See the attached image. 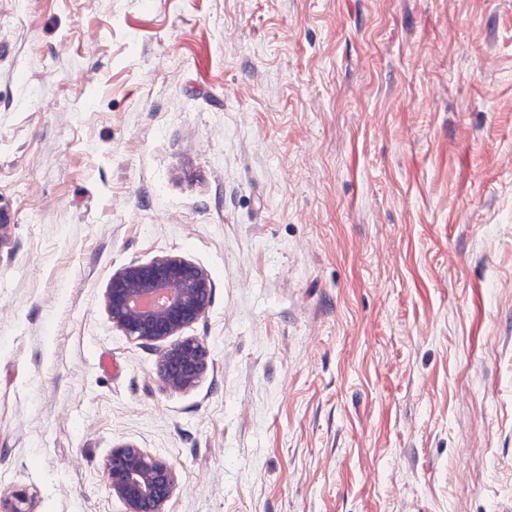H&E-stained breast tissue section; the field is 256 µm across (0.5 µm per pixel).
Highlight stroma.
<instances>
[{
    "label": "stroma",
    "mask_w": 512,
    "mask_h": 512,
    "mask_svg": "<svg viewBox=\"0 0 512 512\" xmlns=\"http://www.w3.org/2000/svg\"><path fill=\"white\" fill-rule=\"evenodd\" d=\"M0 496L512 512V0H0ZM214 282L167 390L103 292ZM102 475L123 512H164L178 488L177 470L169 459L131 443L112 448Z\"/></svg>",
    "instance_id": "35a3bbf8"
}]
</instances>
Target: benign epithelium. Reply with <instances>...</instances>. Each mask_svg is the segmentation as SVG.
Here are the masks:
<instances>
[{
	"label": "benign epithelium",
	"instance_id": "benign-epithelium-1",
	"mask_svg": "<svg viewBox=\"0 0 512 512\" xmlns=\"http://www.w3.org/2000/svg\"><path fill=\"white\" fill-rule=\"evenodd\" d=\"M212 292L207 271L178 254H163L116 270L103 302L112 327L132 341L160 347L159 377L165 388L182 391L194 387L208 367L206 345L183 333L204 316ZM103 480L123 512H164L178 488L169 459L131 443L112 448ZM24 503L25 493L16 491L0 499V512H29Z\"/></svg>",
	"mask_w": 512,
	"mask_h": 512
}]
</instances>
